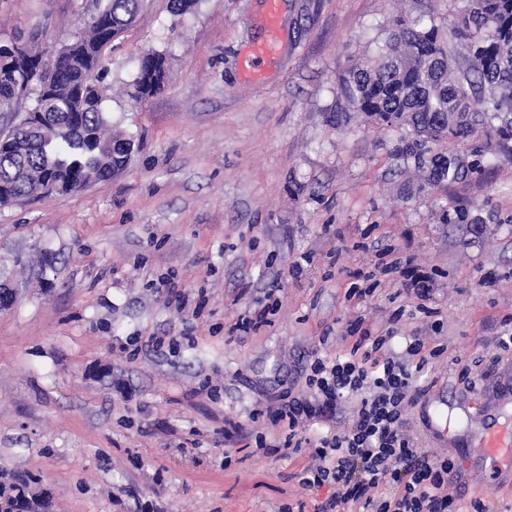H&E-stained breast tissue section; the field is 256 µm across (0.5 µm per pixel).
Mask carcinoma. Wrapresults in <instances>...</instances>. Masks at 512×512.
<instances>
[{"instance_id": "cac0c4a2", "label": "carcinoma", "mask_w": 512, "mask_h": 512, "mask_svg": "<svg viewBox=\"0 0 512 512\" xmlns=\"http://www.w3.org/2000/svg\"><path fill=\"white\" fill-rule=\"evenodd\" d=\"M142 0H94L84 27L66 43L67 62L47 74L51 93L30 84L25 98L45 112V121L21 132V141L0 131V193L15 199L39 193V178L56 191L78 192L86 177L103 181L131 163V139L112 135L104 106L109 73L107 50L139 13ZM414 16L401 14L385 30L374 57L353 66L342 92L367 121L399 127L401 150L427 170V184L449 185L479 171L449 152L424 158L418 147L444 140H482L512 160V0H467L451 21L441 20L428 0H413ZM18 70L0 54V105L10 95ZM167 79L166 58L148 51L129 84L143 102ZM33 474L0 471V508L11 512L18 493L35 499Z\"/></svg>"}]
</instances>
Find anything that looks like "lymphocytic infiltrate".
Listing matches in <instances>:
<instances>
[{
    "label": "lymphocytic infiltrate",
    "instance_id": "lymphocytic-infiltrate-1",
    "mask_svg": "<svg viewBox=\"0 0 512 512\" xmlns=\"http://www.w3.org/2000/svg\"><path fill=\"white\" fill-rule=\"evenodd\" d=\"M389 342V336L364 330L352 337L346 353L315 358L307 378L310 398L294 396L279 405L268 415L269 435L256 438L266 453L293 456L309 450L302 485L333 488L314 512H346L351 504L362 512H456V500L448 494L452 462L417 448L405 418L407 404L415 399V371L441 351L427 349L417 337L399 354ZM343 398L354 403L352 425L339 432L331 412ZM313 419L321 428L310 438L303 427Z\"/></svg>",
    "mask_w": 512,
    "mask_h": 512
}]
</instances>
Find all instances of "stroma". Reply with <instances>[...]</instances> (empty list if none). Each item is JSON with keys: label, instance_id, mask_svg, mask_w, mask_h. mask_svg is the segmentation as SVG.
I'll return each instance as SVG.
<instances>
[{"label": "stroma", "instance_id": "stroma-1", "mask_svg": "<svg viewBox=\"0 0 512 512\" xmlns=\"http://www.w3.org/2000/svg\"><path fill=\"white\" fill-rule=\"evenodd\" d=\"M87 0H0V43L70 41ZM410 0H201L173 15L143 0L108 51L106 109L133 137L130 168L78 194L0 206V468L41 478L53 512H289L331 486L302 487L307 455L268 457L254 436L268 410L306 388L318 357L348 347L354 323L444 346L421 373L407 430L431 458L453 460L448 492L459 512L482 501L512 512L503 463L485 458L479 431L502 414L512 427V161L482 142L431 152L480 160L442 187L423 184L398 147L404 130L362 121L341 92L348 69ZM274 40L257 77L252 49ZM166 53L164 90L129 98L135 61ZM466 211L489 238L457 227ZM392 250L430 281L427 301L406 274L363 278ZM300 278L289 273L300 257ZM175 279L191 308L169 305ZM279 284L268 325L229 334ZM365 289L348 299L352 288ZM427 313H420L419 303ZM151 336L167 337L161 350ZM485 363L461 383L462 363ZM468 412L445 438L434 408ZM246 435H225L228 424Z\"/></svg>", "mask_w": 512, "mask_h": 512}]
</instances>
